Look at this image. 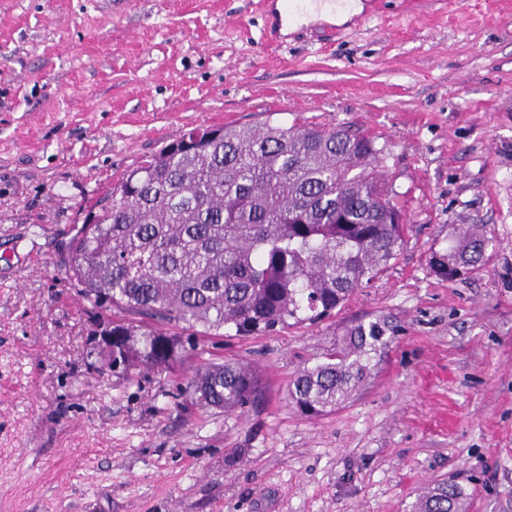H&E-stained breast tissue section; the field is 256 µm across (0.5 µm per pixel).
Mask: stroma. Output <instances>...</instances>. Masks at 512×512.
<instances>
[{"label":"stroma","instance_id":"stroma-1","mask_svg":"<svg viewBox=\"0 0 512 512\" xmlns=\"http://www.w3.org/2000/svg\"><path fill=\"white\" fill-rule=\"evenodd\" d=\"M264 28L260 0H0V512H409L448 478L512 512V0ZM271 115L389 145L397 258L332 319L201 339L189 365H254L245 409L99 369L62 280L82 209L189 129ZM460 224L493 242L449 283L429 254ZM359 319L392 329L371 378L302 415L289 383Z\"/></svg>","mask_w":512,"mask_h":512}]
</instances>
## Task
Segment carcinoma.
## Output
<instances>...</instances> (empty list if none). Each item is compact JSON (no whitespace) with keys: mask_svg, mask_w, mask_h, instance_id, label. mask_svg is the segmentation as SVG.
I'll use <instances>...</instances> for the list:
<instances>
[{"mask_svg":"<svg viewBox=\"0 0 512 512\" xmlns=\"http://www.w3.org/2000/svg\"><path fill=\"white\" fill-rule=\"evenodd\" d=\"M386 147L340 125H224L195 146L166 147L103 194L97 222L75 228L64 283L112 329L101 356L130 378L163 372L199 337L264 336L333 318L397 256L407 224L383 173ZM490 239L464 224L430 267L452 282L484 263ZM168 326L182 329L171 333ZM378 321L357 322L302 368L288 399L318 417L346 403L387 345ZM262 393L241 360L199 365L177 396L201 409L241 410ZM454 480L421 490L412 512H469Z\"/></svg>","mask_w":512,"mask_h":512,"instance_id":"1","label":"carcinoma"}]
</instances>
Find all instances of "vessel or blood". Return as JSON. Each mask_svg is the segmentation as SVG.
<instances>
[{
    "mask_svg": "<svg viewBox=\"0 0 512 512\" xmlns=\"http://www.w3.org/2000/svg\"><path fill=\"white\" fill-rule=\"evenodd\" d=\"M357 0H268L265 9L271 39L282 41L283 30L302 31L327 15L354 10Z\"/></svg>",
    "mask_w": 512,
    "mask_h": 512,
    "instance_id": "vessel-or-blood-1",
    "label": "vessel or blood"
}]
</instances>
